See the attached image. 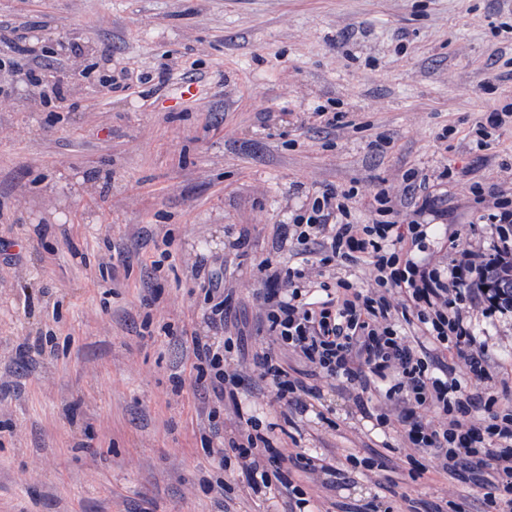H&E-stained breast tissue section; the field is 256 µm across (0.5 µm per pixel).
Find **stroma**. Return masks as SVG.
<instances>
[{"instance_id":"stroma-1","label":"stroma","mask_w":512,"mask_h":512,"mask_svg":"<svg viewBox=\"0 0 512 512\" xmlns=\"http://www.w3.org/2000/svg\"><path fill=\"white\" fill-rule=\"evenodd\" d=\"M81 48L65 103L36 101L0 62V512H287L254 496L235 460L206 452L184 341L213 335L193 266L211 265L241 229L248 254L227 275V331L261 330L254 290L298 186L359 189L357 209L411 168L462 171L448 221L464 220L471 183L512 179V125L474 150L477 125L512 103V0H0V23L33 22ZM162 62L168 85L146 82ZM344 115L312 125L317 107ZM391 139L383 155L371 147ZM170 238L174 256L153 243ZM124 251L128 272L112 273ZM247 405L278 446L313 448L345 466L384 452L389 467L429 464L395 432H373L326 390L331 423L281 408L242 364ZM228 492L216 489V481ZM302 485L320 512L387 494L381 471L349 469L344 485ZM421 512L463 500L443 475L403 481Z\"/></svg>"}]
</instances>
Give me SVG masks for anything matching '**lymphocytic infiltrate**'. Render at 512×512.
I'll return each instance as SVG.
<instances>
[{
	"label": "lymphocytic infiltrate",
	"mask_w": 512,
	"mask_h": 512,
	"mask_svg": "<svg viewBox=\"0 0 512 512\" xmlns=\"http://www.w3.org/2000/svg\"><path fill=\"white\" fill-rule=\"evenodd\" d=\"M451 176L447 167L405 171L398 191L375 192L366 224L353 214L355 189L309 190L278 233L296 263L259 264L264 286L255 297L273 343L255 352L253 365L289 411H309L326 384L364 414L367 398L378 396V426L433 459L432 468H410L411 481L443 473L482 488L490 512H512V382L490 364L471 315L475 308L487 318L512 314V294L488 287L512 285V186L471 185L469 222L485 231L477 246L444 221L439 202ZM358 265L361 283L345 275ZM411 327L429 347L410 339ZM235 346L230 336L189 340L194 382L212 399L204 408L207 446L220 434L221 408L241 407ZM287 351L295 363L284 359ZM271 431L248 416L221 453L236 459L253 494L287 491L289 507L305 512L310 500L298 477L333 478L338 470L304 448L272 454Z\"/></svg>",
	"instance_id": "lymphocytic-infiltrate-1"
}]
</instances>
